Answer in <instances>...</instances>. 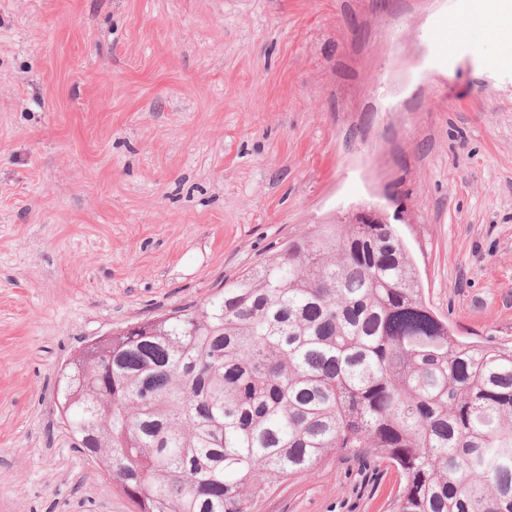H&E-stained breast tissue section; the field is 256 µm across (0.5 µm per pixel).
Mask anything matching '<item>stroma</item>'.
Instances as JSON below:
<instances>
[{"mask_svg":"<svg viewBox=\"0 0 512 512\" xmlns=\"http://www.w3.org/2000/svg\"><path fill=\"white\" fill-rule=\"evenodd\" d=\"M475 0H0V512H135L60 367L313 225L399 214L427 304L512 345V51ZM334 455L250 512H387ZM474 12L448 21V42L468 36L474 26L497 41L503 49H512V5L506 0H478Z\"/></svg>","mask_w":512,"mask_h":512,"instance_id":"35a3bbf8","label":"stroma"}]
</instances>
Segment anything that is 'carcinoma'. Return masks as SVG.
Instances as JSON below:
<instances>
[{"mask_svg": "<svg viewBox=\"0 0 512 512\" xmlns=\"http://www.w3.org/2000/svg\"><path fill=\"white\" fill-rule=\"evenodd\" d=\"M55 394L136 512H249L341 453L397 471L390 512H512V346L456 336L393 224L315 225Z\"/></svg>", "mask_w": 512, "mask_h": 512, "instance_id": "1", "label": "carcinoma"}]
</instances>
